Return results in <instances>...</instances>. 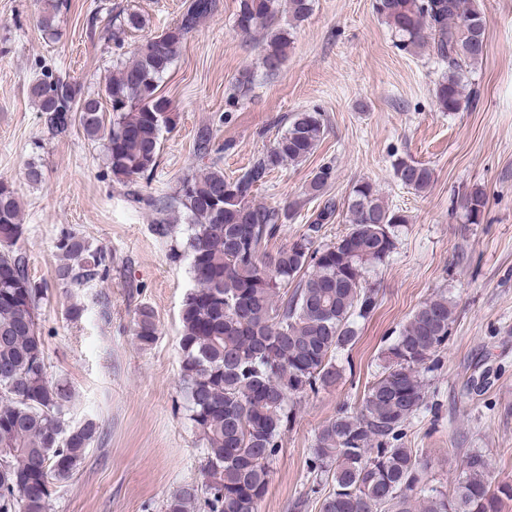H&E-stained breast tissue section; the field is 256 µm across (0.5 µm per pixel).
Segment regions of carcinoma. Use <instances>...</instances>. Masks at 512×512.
<instances>
[{"label":"carcinoma","instance_id":"obj_1","mask_svg":"<svg viewBox=\"0 0 512 512\" xmlns=\"http://www.w3.org/2000/svg\"><path fill=\"white\" fill-rule=\"evenodd\" d=\"M220 0H190L180 20L141 43L133 57L116 65L101 94H81L67 76L47 74L30 87L31 97L55 135L73 126L105 142L112 175L130 185L157 167L162 130L174 125L160 83L187 35L213 15ZM66 0H41L36 24L43 36L59 38ZM376 12L406 50L429 49L448 74L436 83L435 99L448 113L469 107L464 70L482 59L486 23L475 0H375ZM312 0H288V13L305 20ZM136 13L115 16V37L139 30ZM234 30L264 33L260 64L277 74L288 58L292 33L277 22L276 0H238ZM112 118L104 122L103 104ZM325 133L317 110L295 112L273 145L237 176L212 167L179 182L174 196H145L133 202L159 213L181 208L190 219L184 248L195 288L179 313L181 386L190 419L206 448L204 469L218 485H206L209 512H258L269 486V464L294 421L290 401L336 386L342 369L336 354L357 336V323L377 306L370 272L389 259L404 211L385 204L368 180L354 184L345 201L347 231L322 241L324 225L340 208L326 188L334 168L314 172L304 195L317 200L315 218L293 242L274 252L268 243L292 220L300 202L266 206L254 195L275 170L300 165ZM396 180L422 192L433 172L407 159L393 163ZM480 187L462 197L467 222L479 224L487 206ZM21 210L12 185L0 180V512H47L56 484L70 479L98 434L86 421L66 423L70 392L47 376L45 341L37 331L46 289L29 276L27 257L16 249ZM55 248L57 277L75 288L107 280L112 252L92 246L63 228ZM454 305L444 295L423 302L384 350L383 370L368 386L361 407L343 410L316 437L310 472L331 477L334 489L320 512H501L512 484L492 486L487 462L469 454L453 493L426 487L422 465L401 443L403 427L421 409L425 364L448 341ZM158 335L156 314L140 306L134 336L142 348ZM198 486L186 484L165 503V512H193Z\"/></svg>","mask_w":512,"mask_h":512}]
</instances>
